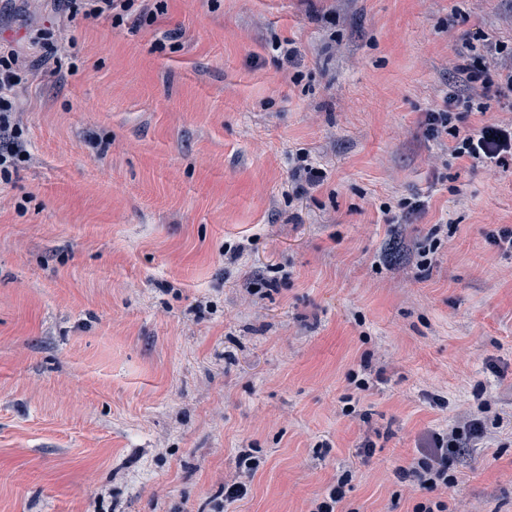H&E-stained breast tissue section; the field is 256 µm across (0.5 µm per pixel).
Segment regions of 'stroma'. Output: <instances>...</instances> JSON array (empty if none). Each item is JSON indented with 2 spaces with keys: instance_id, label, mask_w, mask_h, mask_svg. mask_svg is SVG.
<instances>
[{
  "instance_id": "1",
  "label": "stroma",
  "mask_w": 512,
  "mask_h": 512,
  "mask_svg": "<svg viewBox=\"0 0 512 512\" xmlns=\"http://www.w3.org/2000/svg\"><path fill=\"white\" fill-rule=\"evenodd\" d=\"M48 30L0 182V512H215L244 448L227 512H309L344 475L342 512H413L397 469L474 413L433 496L512 512V251L487 240L512 162L421 128L512 44V0H165L119 25L0 0L22 68ZM302 149L327 179L292 202Z\"/></svg>"
}]
</instances>
